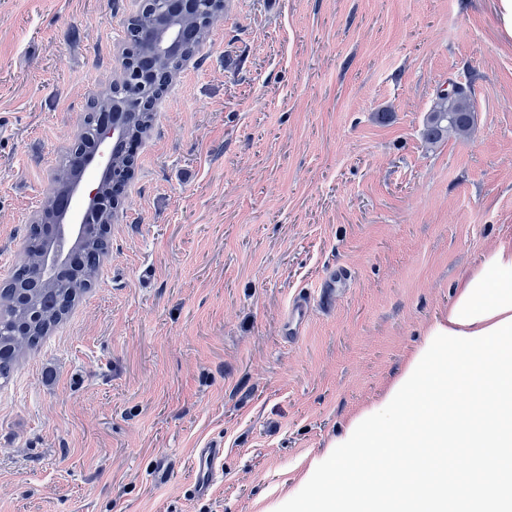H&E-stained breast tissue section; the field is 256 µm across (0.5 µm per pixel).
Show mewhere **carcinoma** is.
Instances as JSON below:
<instances>
[{"mask_svg": "<svg viewBox=\"0 0 512 512\" xmlns=\"http://www.w3.org/2000/svg\"><path fill=\"white\" fill-rule=\"evenodd\" d=\"M221 7V0H200L196 13L183 25L191 35L182 40L179 51L160 61L158 70L167 76L179 71L183 62L199 51L210 18ZM141 68L142 56L137 54L128 66V77L113 84L98 100L100 104L112 102L127 110V129L135 134L141 127L152 124L155 104L167 87L166 83L155 80L142 83L138 74ZM471 96V86L459 83L452 84L448 92L437 95L424 123L423 138L427 143L435 144L450 132L461 137L468 134L474 120ZM47 244L45 225H29L24 244L25 260L15 268L9 282L0 288V381L3 383L12 377L18 359L35 351L65 319L75 301L92 287L109 240L105 232L87 236L76 246L80 251V269L75 275L39 282L33 277L31 264L37 261Z\"/></svg>", "mask_w": 512, "mask_h": 512, "instance_id": "cac0c4a2", "label": "carcinoma"}]
</instances>
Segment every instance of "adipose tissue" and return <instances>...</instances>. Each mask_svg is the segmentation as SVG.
Returning <instances> with one entry per match:
<instances>
[{
	"mask_svg": "<svg viewBox=\"0 0 512 512\" xmlns=\"http://www.w3.org/2000/svg\"><path fill=\"white\" fill-rule=\"evenodd\" d=\"M484 273L463 287L447 318L437 321L426 344L387 393L379 407L356 418L336 446L341 452L364 449L371 458L448 445V430L436 424L435 400L419 388L440 391L448 384L492 395L512 411V251L500 250L485 262Z\"/></svg>",
	"mask_w": 512,
	"mask_h": 512,
	"instance_id": "obj_1",
	"label": "adipose tissue"
}]
</instances>
